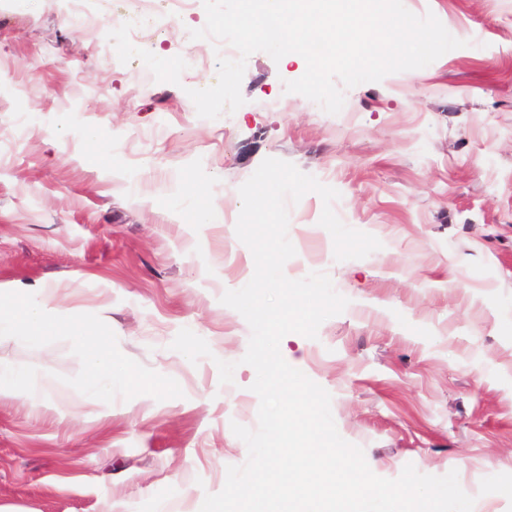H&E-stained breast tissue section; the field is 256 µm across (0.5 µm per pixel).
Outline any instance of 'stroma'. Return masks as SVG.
<instances>
[{
    "label": "stroma",
    "mask_w": 512,
    "mask_h": 512,
    "mask_svg": "<svg viewBox=\"0 0 512 512\" xmlns=\"http://www.w3.org/2000/svg\"><path fill=\"white\" fill-rule=\"evenodd\" d=\"M404 4L463 47L346 90L334 115L285 91L305 63L256 52L244 104L210 120L187 94L217 79L213 45L189 36L203 5L130 49L137 0L99 26L69 0H0V300L55 289L60 320L100 326L114 363L101 394L70 332H0V368L24 373L0 388V507L196 512L245 463L231 425L257 426L251 330L220 298L253 276L238 189L271 157L336 189V215L382 244L336 260L320 196L290 205L285 275L327 273L348 305L316 338L286 335L283 358L330 393L374 474L454 469L474 512H512V0ZM193 183L222 222L194 223ZM184 328L210 356L172 350Z\"/></svg>",
    "instance_id": "35a3bbf8"
}]
</instances>
